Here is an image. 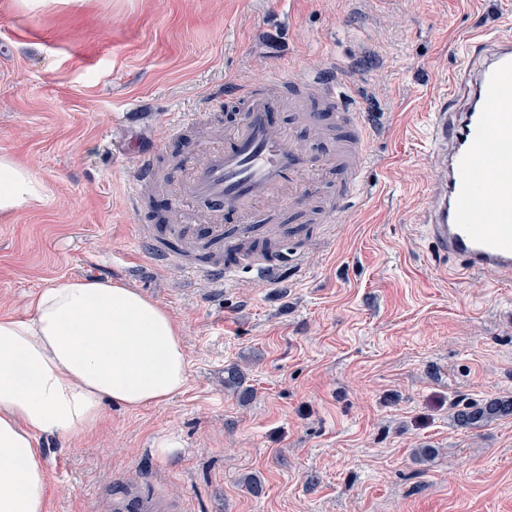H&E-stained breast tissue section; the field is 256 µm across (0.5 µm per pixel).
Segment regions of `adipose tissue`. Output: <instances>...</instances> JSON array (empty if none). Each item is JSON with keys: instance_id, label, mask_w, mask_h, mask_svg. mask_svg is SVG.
Here are the masks:
<instances>
[{"instance_id": "ef3b65f1", "label": "adipose tissue", "mask_w": 512, "mask_h": 512, "mask_svg": "<svg viewBox=\"0 0 512 512\" xmlns=\"http://www.w3.org/2000/svg\"><path fill=\"white\" fill-rule=\"evenodd\" d=\"M45 184L0 155V214L40 203ZM0 317V512H47L41 436L97 428L102 404L128 411L181 393L188 357L172 313L119 281L70 280Z\"/></svg>"}]
</instances>
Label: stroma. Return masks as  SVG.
I'll use <instances>...</instances> for the list:
<instances>
[{
    "mask_svg": "<svg viewBox=\"0 0 512 512\" xmlns=\"http://www.w3.org/2000/svg\"><path fill=\"white\" fill-rule=\"evenodd\" d=\"M511 16L512 0H299L291 19L276 0H0V154L48 187L0 216V316L70 279H116L173 313L189 361L170 400L107 401L93 433L40 437L48 512H105L130 480L180 512H512V417L454 420L512 396V281L445 276L417 222L425 114L460 38ZM292 64L349 77L375 198L328 233L281 206L284 249L306 253L271 287L154 265L138 239L152 210L128 203L135 149L160 144L178 176L224 143L215 93ZM179 112L209 117L186 146L163 139ZM233 364L248 402L224 386ZM512 416V397L502 396L487 400L483 404L464 407L455 414L460 427H479L484 423Z\"/></svg>",
    "mask_w": 512,
    "mask_h": 512,
    "instance_id": "1",
    "label": "stroma"
}]
</instances>
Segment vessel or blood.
<instances>
[{
	"label": "vessel or blood",
	"instance_id": "1",
	"mask_svg": "<svg viewBox=\"0 0 512 512\" xmlns=\"http://www.w3.org/2000/svg\"><path fill=\"white\" fill-rule=\"evenodd\" d=\"M236 94L242 110L225 129L223 148L191 162L186 198L207 202L215 212L225 207L248 210L281 198L284 188L304 179L310 182L309 193L324 191L340 175L357 186L359 197L371 196L363 181L370 162L364 126H357L353 137L337 138L334 156L313 147L331 132L310 104L341 98L340 86L320 83L309 73L289 79L269 75L239 85ZM284 109L292 124L310 131V142L296 140L271 120V113ZM426 130L429 175L420 222L430 249L455 259L458 275L511 280L512 35L481 30L468 36L460 68L428 112ZM154 156V151L143 150L134 157L131 207H139L142 189L159 179ZM341 204L340 198L329 197L324 205L311 207L313 223H336ZM168 232L195 248L208 243L218 251L238 245L220 224H173ZM115 512L176 509L169 498L134 492Z\"/></svg>",
	"mask_w": 512,
	"mask_h": 512
}]
</instances>
